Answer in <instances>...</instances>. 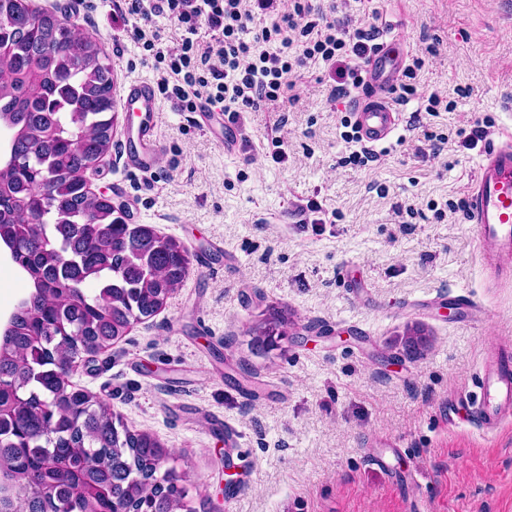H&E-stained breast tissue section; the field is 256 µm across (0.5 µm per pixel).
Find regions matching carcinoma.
<instances>
[{
  "mask_svg": "<svg viewBox=\"0 0 512 512\" xmlns=\"http://www.w3.org/2000/svg\"><path fill=\"white\" fill-rule=\"evenodd\" d=\"M112 85L97 40L28 0H0V243L33 286L0 334V480L19 487L0 512L185 507L158 476L161 446L117 428L67 372L78 350H104L162 309L189 273L184 245L132 231L85 189L111 143Z\"/></svg>",
  "mask_w": 512,
  "mask_h": 512,
  "instance_id": "1",
  "label": "carcinoma"
}]
</instances>
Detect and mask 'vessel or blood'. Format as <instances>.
Masks as SVG:
<instances>
[{
  "instance_id": "b4317fda",
  "label": "vessel or blood",
  "mask_w": 512,
  "mask_h": 512,
  "mask_svg": "<svg viewBox=\"0 0 512 512\" xmlns=\"http://www.w3.org/2000/svg\"><path fill=\"white\" fill-rule=\"evenodd\" d=\"M404 63V54L391 42L380 43L370 56L361 93L353 105L354 121L365 144H382L398 128L391 96ZM125 99L140 117L138 124L127 127L126 142L136 167L151 169L158 155L151 134L157 110L155 90L150 84L134 82L127 86ZM467 202L485 263L492 266L512 259L511 140L485 147ZM479 389L472 404L485 429H495L512 417V351L494 348L486 353Z\"/></svg>"
}]
</instances>
